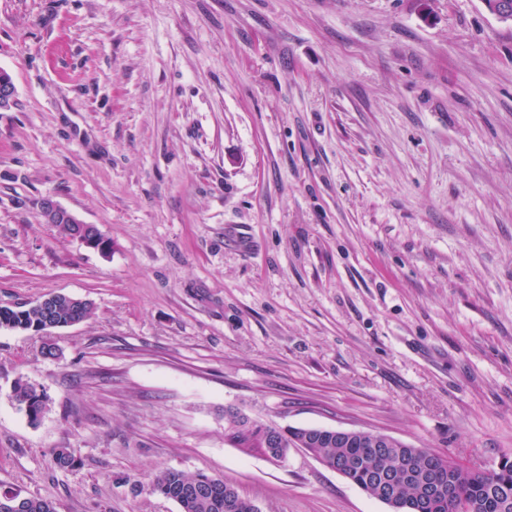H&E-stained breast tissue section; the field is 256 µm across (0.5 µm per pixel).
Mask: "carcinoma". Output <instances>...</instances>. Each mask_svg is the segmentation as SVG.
<instances>
[{"label":"carcinoma","mask_w":512,"mask_h":512,"mask_svg":"<svg viewBox=\"0 0 512 512\" xmlns=\"http://www.w3.org/2000/svg\"><path fill=\"white\" fill-rule=\"evenodd\" d=\"M92 304L81 305L55 294L39 305H0V329L16 325L26 329L39 326L47 316L57 322L84 321L91 315ZM12 398L28 418L38 420L49 409L48 399L23 378L14 381ZM225 436L238 447L279 459L280 448H302L368 495L375 493L377 477L387 475L398 485L403 500L400 512H512V462L506 461L492 470L472 466L461 469L452 457L440 456L428 448H415L396 438L383 447L358 431L343 443L328 430L315 428H278L253 421L234 411L224 412ZM57 464L72 469L79 462L72 448L55 450ZM440 486L453 482L457 499L441 502L423 493L428 475ZM153 492L175 501L181 512H253V503L238 490L204 473L189 474L177 470H160L151 482ZM0 512H56L46 498L25 497L10 490H0Z\"/></svg>","instance_id":"1"}]
</instances>
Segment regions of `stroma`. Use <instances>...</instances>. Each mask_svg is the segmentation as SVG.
Listing matches in <instances>:
<instances>
[{"label": "stroma", "mask_w": 512, "mask_h": 512, "mask_svg": "<svg viewBox=\"0 0 512 512\" xmlns=\"http://www.w3.org/2000/svg\"><path fill=\"white\" fill-rule=\"evenodd\" d=\"M0 69V305H93L45 339L0 330V487L180 512L150 488L173 469L262 512H390L302 449L237 448L228 408L512 462L511 21L482 0H0ZM46 196L111 251L59 235ZM12 398L24 409L31 421L38 420L49 409L48 399L44 394H38L36 388L26 380L19 378L14 381ZM19 409V410H20Z\"/></svg>", "instance_id": "1"}]
</instances>
